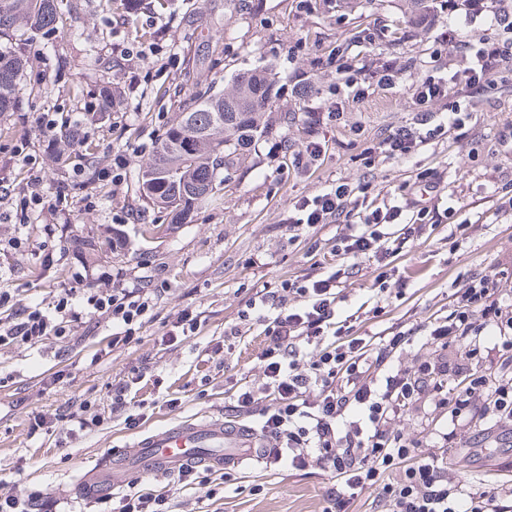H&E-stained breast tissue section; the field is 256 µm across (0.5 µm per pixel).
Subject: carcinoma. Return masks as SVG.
<instances>
[{"mask_svg": "<svg viewBox=\"0 0 512 512\" xmlns=\"http://www.w3.org/2000/svg\"><path fill=\"white\" fill-rule=\"evenodd\" d=\"M56 19L55 0H0V34L52 30ZM25 65L24 57L0 49V114L13 109ZM278 95L266 69L237 73L220 92H196L135 174L139 199L172 224L190 223L200 206L221 199L218 170H229L232 154L267 133L265 113Z\"/></svg>", "mask_w": 512, "mask_h": 512, "instance_id": "obj_1", "label": "carcinoma"}]
</instances>
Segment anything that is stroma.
Wrapping results in <instances>:
<instances>
[{"instance_id":"1","label":"stroma","mask_w":512,"mask_h":512,"mask_svg":"<svg viewBox=\"0 0 512 512\" xmlns=\"http://www.w3.org/2000/svg\"><path fill=\"white\" fill-rule=\"evenodd\" d=\"M333 8L305 13L297 0H166L144 5L135 25L124 20L125 0H58L57 30L26 33L8 45L27 60L14 111L0 115V146L26 143L30 154L44 150L34 123L42 112L68 119L85 111L102 89H124L119 111L93 121L91 135L65 161L50 162L42 186L54 196L70 181L74 156L86 172L115 154L128 160L121 185L97 180L86 192L97 201L85 210L81 189L68 223L49 225L48 214L29 213L23 223L0 225V287L22 303L52 302L63 288H101L120 280L133 287L153 283L154 317L138 342L112 347V323L94 317L76 323L71 336L36 346L0 347V493H36L58 502L61 512H112L113 499L90 501L68 495L77 474L112 449L170 421L196 416L225 417L240 380L262 379L259 357L266 347L258 333L243 337L231 353L218 351L225 321L236 318L253 287L319 272L332 246L335 225L291 233L288 218L298 199L345 181L366 188L369 198L387 201L417 172L437 168L446 193L470 219L466 238L453 240L454 224L426 228L408 241L395 265L409 281L404 297L374 293L377 271L358 261L340 305L359 314L356 331L386 336L400 326L423 325L450 313L453 295L476 273L495 269L512 254V212L496 211L494 185H512V152L498 143L512 127V83L475 96L476 123L468 133L426 147L407 160H388L367 169L360 154L389 130L408 124L417 110L415 86L425 74L444 71L438 41L454 20L438 12L432 23L411 16L405 0H335ZM155 46L156 57L140 61L126 47ZM365 61L401 64L395 88L370 87L353 100L336 72L335 47ZM261 68L279 78L280 93L266 112L268 132L255 149L241 151L224 185L219 205L198 210L191 223L171 224L142 208L131 178L155 151L179 107L203 87L227 88L232 76ZM315 75L318 89L298 96L293 86ZM342 112L327 121L332 102ZM295 113L283 123L284 113ZM324 152L314 165L294 157L306 141ZM496 172L497 184L485 181ZM155 225L152 239L138 228ZM21 249H12L13 239ZM199 314V332L173 344L163 336L183 309ZM140 368L137 397L143 416L128 427L121 413L106 415L67 444H59V409L79 411L108 402L112 381ZM178 406H169L171 397ZM45 424L32 430L33 415ZM448 476L468 491L512 488V451L496 436L472 432L467 447L451 448ZM168 495L173 512H327L330 473L317 463L300 470L266 464L232 470L216 497L182 487L176 474L141 480Z\"/></svg>"}]
</instances>
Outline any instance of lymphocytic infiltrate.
I'll return each instance as SVG.
<instances>
[{
	"instance_id": "lymphocytic-infiltrate-1",
	"label": "lymphocytic infiltrate",
	"mask_w": 512,
	"mask_h": 512,
	"mask_svg": "<svg viewBox=\"0 0 512 512\" xmlns=\"http://www.w3.org/2000/svg\"><path fill=\"white\" fill-rule=\"evenodd\" d=\"M450 11H463L467 22L491 18L503 32L491 38L456 31L443 36L452 48L448 71L418 81L420 109L408 125L389 131L364 149L365 167L403 160L419 153L449 132L471 121L472 94L512 77V11L503 0H445ZM338 73L347 75L355 97H363L367 79L390 84L400 72L390 60L368 69L365 61L340 56ZM455 93L448 112L434 119L430 102ZM23 207L48 213L66 223L72 196L61 190L54 198L39 188L44 162L30 159ZM439 191L443 178L434 169L417 173L396 198L383 205L368 203L361 188L337 182L321 193L296 201L293 227L338 224L332 246L336 265L273 287L253 288L238 321L225 324L224 347L232 349L245 326L257 325L268 345L260 361L264 382L240 386L231 412L253 420L266 442L268 462L294 470L317 462L336 483L328 493L334 512L364 489L377 487L379 512H498L500 491L468 492L448 478L443 448H457L475 424L512 434V376L490 380V370L512 363V293L500 273L471 277L455 293L448 316L424 325L431 357L405 366L393 358L410 345L415 329L373 341L353 333V321L337 314L350 276L347 263L374 262L380 281L391 277L396 247L389 243V225L402 227L404 238L421 233L430 219L455 218V207H440L413 196L415 184ZM154 289L127 287L64 288L48 304H22L0 289V346L35 344L70 336L75 323L97 315L112 323V344L138 341L144 323L153 318ZM410 410L446 416L448 426L423 441L403 435L395 424Z\"/></svg>"
}]
</instances>
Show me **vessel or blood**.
Listing matches in <instances>:
<instances>
[{"label": "vessel or blood", "instance_id": "vessel-or-blood-1", "mask_svg": "<svg viewBox=\"0 0 512 512\" xmlns=\"http://www.w3.org/2000/svg\"><path fill=\"white\" fill-rule=\"evenodd\" d=\"M262 454L263 444L250 426L216 417L176 420L127 447L113 449L82 473L75 492L84 498L106 497L149 474H167L185 466L219 471L245 467Z\"/></svg>", "mask_w": 512, "mask_h": 512}]
</instances>
